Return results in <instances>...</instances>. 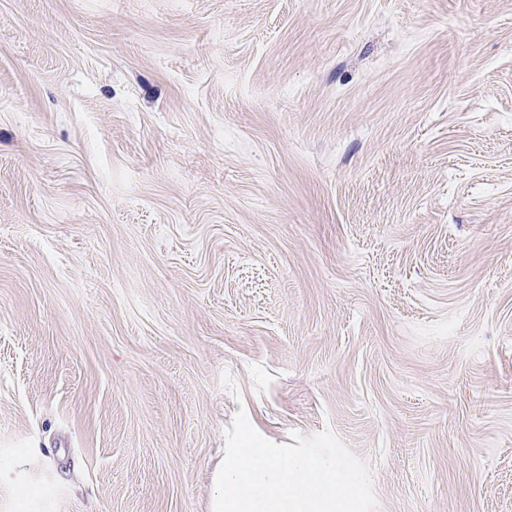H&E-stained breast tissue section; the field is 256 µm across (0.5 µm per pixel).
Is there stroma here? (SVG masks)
Returning a JSON list of instances; mask_svg holds the SVG:
<instances>
[{
  "instance_id": "stroma-1",
  "label": "stroma",
  "mask_w": 512,
  "mask_h": 512,
  "mask_svg": "<svg viewBox=\"0 0 512 512\" xmlns=\"http://www.w3.org/2000/svg\"><path fill=\"white\" fill-rule=\"evenodd\" d=\"M241 408L512 512V0H0V512H213Z\"/></svg>"
}]
</instances>
